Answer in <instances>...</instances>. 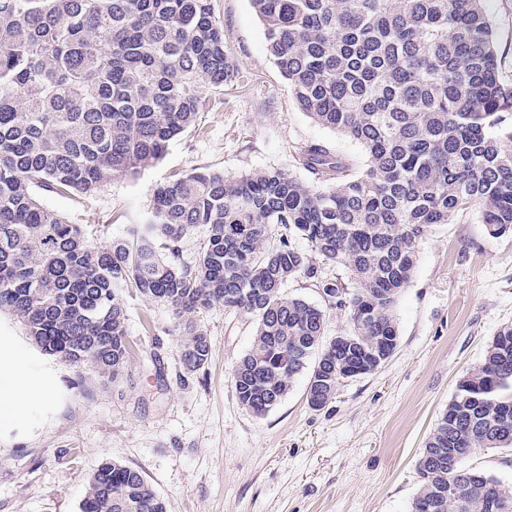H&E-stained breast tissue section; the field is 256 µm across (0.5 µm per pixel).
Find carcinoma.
<instances>
[{
  "mask_svg": "<svg viewBox=\"0 0 512 512\" xmlns=\"http://www.w3.org/2000/svg\"><path fill=\"white\" fill-rule=\"evenodd\" d=\"M485 0H252L300 109L357 142L361 171L319 143L299 161L323 187L281 171L237 179L199 170L154 190L126 239L96 245L34 190L87 193L163 159L235 75L211 0H0V311L42 351L116 380L133 358L122 292L174 310L184 367L211 347L192 316L222 305L256 333L232 375L264 416L309 372L324 408L344 380L381 367L399 342L394 307L419 240L464 210L512 232V80L500 74ZM288 233L270 244L273 226ZM205 226L197 263H177ZM305 240L345 267L319 278ZM302 277L324 306L285 293ZM349 327L322 342L324 307ZM512 449V324L461 380L417 463L411 512H512V485L464 461ZM81 512H166L142 474L102 463Z\"/></svg>",
  "mask_w": 512,
  "mask_h": 512,
  "instance_id": "carcinoma-1",
  "label": "carcinoma"
}]
</instances>
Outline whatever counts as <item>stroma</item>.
I'll return each instance as SVG.
<instances>
[{
	"instance_id": "stroma-1",
	"label": "stroma",
	"mask_w": 512,
	"mask_h": 512,
	"mask_svg": "<svg viewBox=\"0 0 512 512\" xmlns=\"http://www.w3.org/2000/svg\"><path fill=\"white\" fill-rule=\"evenodd\" d=\"M211 5L238 71L220 101L159 164L88 194L36 193L97 243L127 238L156 187L178 173L279 170L306 182L299 151L312 142L355 168L366 163L358 143L297 107L251 0ZM485 8L512 79V0ZM124 302L135 354L115 381L43 354L0 312V357L22 367L30 391L21 415H0V512H80L91 472L106 461L138 470L167 512H410L428 437L496 331L512 324V233L490 234L474 209L433 226L394 309L395 353L342 382L320 410L307 403L304 374L264 416L240 405L232 372L252 343L253 317L219 306L197 314L211 357L188 374L172 309L133 291Z\"/></svg>"
}]
</instances>
